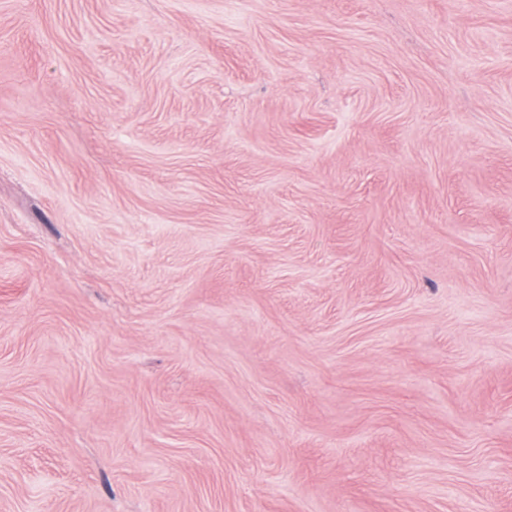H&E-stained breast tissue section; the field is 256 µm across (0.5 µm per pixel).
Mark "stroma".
Listing matches in <instances>:
<instances>
[{
  "label": "stroma",
  "mask_w": 512,
  "mask_h": 512,
  "mask_svg": "<svg viewBox=\"0 0 512 512\" xmlns=\"http://www.w3.org/2000/svg\"><path fill=\"white\" fill-rule=\"evenodd\" d=\"M0 512H512V0H0Z\"/></svg>",
  "instance_id": "1"
}]
</instances>
